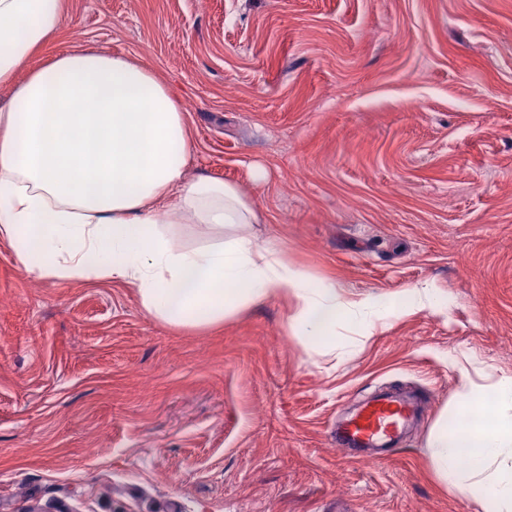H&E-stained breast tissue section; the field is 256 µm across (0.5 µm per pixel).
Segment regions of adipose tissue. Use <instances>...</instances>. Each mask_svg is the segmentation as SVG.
<instances>
[{
  "mask_svg": "<svg viewBox=\"0 0 512 512\" xmlns=\"http://www.w3.org/2000/svg\"><path fill=\"white\" fill-rule=\"evenodd\" d=\"M63 0H0V239L27 273L112 280L135 288L154 318L205 327L271 298L299 305L307 348L350 352L349 327L372 334L393 319L443 314L448 297L424 283L396 298L350 297L248 230L257 215L234 184L188 179L189 131L168 85L134 57L81 46L41 66L31 57L60 31ZM200 224L207 243H175ZM453 358L462 389L434 424L438 480L512 512V370Z\"/></svg>",
  "mask_w": 512,
  "mask_h": 512,
  "instance_id": "adipose-tissue-1",
  "label": "adipose tissue"
}]
</instances>
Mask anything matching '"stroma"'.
Returning a JSON list of instances; mask_svg holds the SVG:
<instances>
[{
	"instance_id": "1",
	"label": "stroma",
	"mask_w": 512,
	"mask_h": 512,
	"mask_svg": "<svg viewBox=\"0 0 512 512\" xmlns=\"http://www.w3.org/2000/svg\"><path fill=\"white\" fill-rule=\"evenodd\" d=\"M68 45L154 69L188 176L235 183L288 261L451 305L318 358L294 301L176 326L0 240V512H481L428 440L451 355L512 369V0H66L43 52ZM382 388L420 419L388 461L346 458L330 431Z\"/></svg>"
}]
</instances>
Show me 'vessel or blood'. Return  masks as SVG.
Instances as JSON below:
<instances>
[{
	"instance_id": "vessel-or-blood-1",
	"label": "vessel or blood",
	"mask_w": 512,
	"mask_h": 512,
	"mask_svg": "<svg viewBox=\"0 0 512 512\" xmlns=\"http://www.w3.org/2000/svg\"><path fill=\"white\" fill-rule=\"evenodd\" d=\"M416 411L408 396L382 394L371 398L337 425L336 446L353 458L384 459Z\"/></svg>"
}]
</instances>
